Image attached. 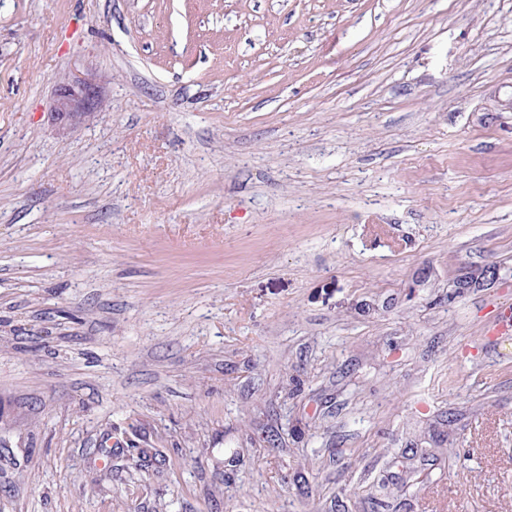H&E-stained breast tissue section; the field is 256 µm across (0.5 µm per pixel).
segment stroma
<instances>
[{
    "mask_svg": "<svg viewBox=\"0 0 512 512\" xmlns=\"http://www.w3.org/2000/svg\"><path fill=\"white\" fill-rule=\"evenodd\" d=\"M511 314L512 0H0V512H512ZM99 86L92 79H68L59 83L51 115L62 130L76 127L99 101Z\"/></svg>",
    "mask_w": 512,
    "mask_h": 512,
    "instance_id": "obj_1",
    "label": "stroma"
}]
</instances>
